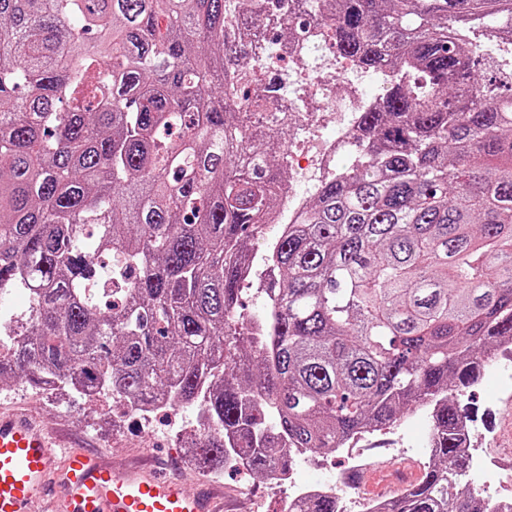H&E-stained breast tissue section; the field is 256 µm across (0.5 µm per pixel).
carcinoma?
<instances>
[{"label":"carcinoma","mask_w":512,"mask_h":512,"mask_svg":"<svg viewBox=\"0 0 512 512\" xmlns=\"http://www.w3.org/2000/svg\"><path fill=\"white\" fill-rule=\"evenodd\" d=\"M0 0V383L208 416L195 465L328 453L430 409V466L388 512H481L448 388L512 341V0ZM392 73L347 161L247 276L275 217L285 72L245 84L268 11ZM263 309L241 311L244 284ZM304 512H336V497Z\"/></svg>","instance_id":"cac0c4a2"}]
</instances>
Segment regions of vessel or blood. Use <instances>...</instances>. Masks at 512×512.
<instances>
[{
	"instance_id": "1",
	"label": "vessel or blood",
	"mask_w": 512,
	"mask_h": 512,
	"mask_svg": "<svg viewBox=\"0 0 512 512\" xmlns=\"http://www.w3.org/2000/svg\"><path fill=\"white\" fill-rule=\"evenodd\" d=\"M66 487L50 512H223L214 493L184 490L155 466L112 467L74 449L58 454L50 433L32 421L0 415V512H28L49 494L51 475Z\"/></svg>"
}]
</instances>
